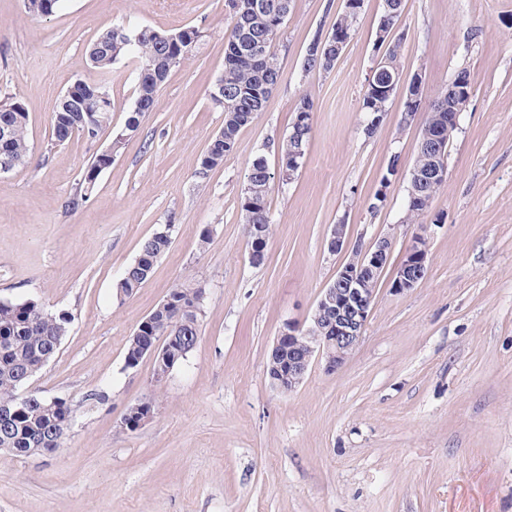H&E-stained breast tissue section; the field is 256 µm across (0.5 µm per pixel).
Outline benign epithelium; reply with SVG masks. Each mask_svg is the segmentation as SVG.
<instances>
[{
	"label": "benign epithelium",
	"instance_id": "obj_1",
	"mask_svg": "<svg viewBox=\"0 0 512 512\" xmlns=\"http://www.w3.org/2000/svg\"><path fill=\"white\" fill-rule=\"evenodd\" d=\"M449 142L447 137H438L430 145V151L441 162L433 174L442 179L448 175ZM327 246L333 254H345L346 259L337 267L330 284L323 289L310 324L304 327L287 323L272 348L277 359L288 361L285 368H277V373L271 376L272 385L282 391L295 389L304 380L313 360L320 358L325 361L327 369L333 370L341 366L360 343L376 297V289L372 285L380 281L386 270L394 239L387 235L365 247L352 248L347 225L335 224ZM428 265L427 239L416 234L404 259L395 269L391 288L399 293L411 290L425 277ZM327 310L335 314V320L324 330L320 326V318ZM148 358L158 362L152 376V382L158 386L168 377L171 367L167 366L165 352L158 343L149 350ZM153 415V411L135 404L128 407L123 425H129L132 418L140 427Z\"/></svg>",
	"mask_w": 512,
	"mask_h": 512
}]
</instances>
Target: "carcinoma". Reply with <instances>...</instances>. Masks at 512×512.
<instances>
[{
    "label": "carcinoma",
    "mask_w": 512,
    "mask_h": 512,
    "mask_svg": "<svg viewBox=\"0 0 512 512\" xmlns=\"http://www.w3.org/2000/svg\"><path fill=\"white\" fill-rule=\"evenodd\" d=\"M293 0H228L231 26L224 46V98H212L224 112L223 138H212L200 161L201 170L208 172L224 163V158L234 151L239 133L250 126L264 110L266 102L276 92L280 79V67L274 47L279 40L285 20L281 5ZM361 0L345 6L336 17L332 30L336 32V46L331 48L326 40L316 36L312 43L319 50L307 51L304 71H330L334 60L350 41L360 10ZM378 25L377 37L389 45L390 74H376L372 82L362 89L361 112L365 119L372 113L384 118L388 112L389 95L395 77L401 75L400 56L403 36L397 33L396 21L402 14L403 0H387ZM188 44L174 63L162 57L161 39L143 34L129 45L115 40L114 30L99 35L89 48L90 63L97 69L109 72L119 60L130 57L135 64L136 99L126 120L123 136L131 137L139 129L141 118L157 105L160 85L155 72L169 74L173 67L187 59L192 44L198 37L194 29L186 30ZM410 98L407 111L421 116L423 132L421 147L413 167L425 170L432 166L431 156L425 145L433 138L448 135V112L467 111L471 96L461 95L448 101V90L442 89L429 103L419 96L415 81L408 83ZM96 91L106 95L102 99L93 95L77 94V112H68L56 105L51 115V139L57 144L71 140L73 124L86 112L93 117L112 114V101L106 88L98 84ZM11 132L9 156L12 167L27 161L29 139L27 113L18 102L0 103V127ZM312 126L292 124L288 135L278 146L281 184L290 182L288 170L300 150H306ZM100 172L96 165L84 169L79 180L80 198H88L96 186ZM274 174L270 172L266 158L259 156L251 163L247 183L240 199V219L244 224L250 263L259 266L264 262L265 251L271 233L269 196ZM443 185L441 181L421 183L407 182L406 220L411 224L429 212ZM171 236L159 231L144 239L135 261L127 266L115 283L116 296L129 297L152 272L154 264L166 252ZM172 307L155 308L151 312V324L142 337L130 338L126 348L125 367L138 366L143 345L153 341L166 345L167 359L172 367L185 361L199 340L200 316L205 301V289L188 284L177 287L168 294ZM71 318L63 310L49 311L34 299L0 301V410L20 409L17 416L0 427V450L16 456L47 455L57 452L61 440L69 432L72 410L61 398L51 403V398L31 394L30 400L21 402V385L28 381V374L40 362L48 361L58 351L57 341L66 335Z\"/></svg>",
    "instance_id": "cac0c4a2"
}]
</instances>
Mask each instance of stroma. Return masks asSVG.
<instances>
[{
	"label": "stroma",
	"mask_w": 512,
	"mask_h": 512,
	"mask_svg": "<svg viewBox=\"0 0 512 512\" xmlns=\"http://www.w3.org/2000/svg\"><path fill=\"white\" fill-rule=\"evenodd\" d=\"M344 6L293 0L275 46L277 91L203 175L201 157L224 123L211 93L224 70L226 0H62L41 19L24 0H0V101L23 105L30 145L27 164L0 175V298L70 314L68 335L29 387L66 399L75 417L55 454L0 451V512H512V0H404L403 82L371 138L360 100L387 52L376 41L383 0H363L330 71H303L312 37ZM113 27H192L199 37L73 209L83 169L111 134L57 145L51 115L76 81L102 83L111 133L121 132L135 77L121 61L103 79L88 58ZM461 69L472 97L448 177L422 225L406 223L421 124L401 122L405 84L421 75L429 100ZM305 95L314 112L304 164L272 187V233L255 267L239 198L258 155L277 167ZM393 160L399 173L382 185ZM340 222L354 245L395 240L363 338L336 370L316 361L297 388L280 391L267 375L270 351L286 323H309L341 260L327 249ZM166 228L170 247L149 278L116 299L113 284L141 242ZM419 231L427 275L394 292ZM189 283L206 291L200 338L156 387L151 361L125 368L126 347ZM100 390L107 400L90 405ZM153 394L154 417L126 429L128 406Z\"/></svg>",
	"instance_id": "obj_1"
}]
</instances>
